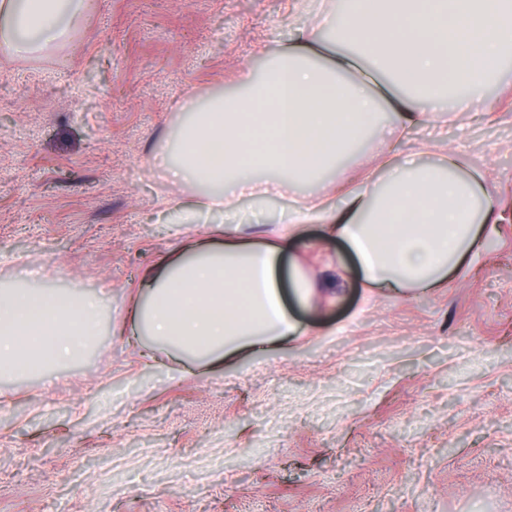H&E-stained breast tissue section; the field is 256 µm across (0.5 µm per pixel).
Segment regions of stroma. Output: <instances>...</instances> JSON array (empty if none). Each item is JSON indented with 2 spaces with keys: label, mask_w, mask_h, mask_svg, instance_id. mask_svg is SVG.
Segmentation results:
<instances>
[{
  "label": "stroma",
  "mask_w": 512,
  "mask_h": 512,
  "mask_svg": "<svg viewBox=\"0 0 512 512\" xmlns=\"http://www.w3.org/2000/svg\"><path fill=\"white\" fill-rule=\"evenodd\" d=\"M283 0H90L74 42L0 47V284L99 300L80 360L0 377V512H512V220L428 293L369 289L339 243L305 227L304 333L223 371L139 357L127 334L141 270L178 243L162 158L187 93L231 91L299 19ZM491 112L405 134L436 165L512 189V67ZM370 138L345 181L377 180ZM299 188L246 199L255 236Z\"/></svg>",
  "instance_id": "obj_1"
}]
</instances>
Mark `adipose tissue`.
Here are the masks:
<instances>
[{
	"instance_id": "ef3b65f1",
	"label": "adipose tissue",
	"mask_w": 512,
	"mask_h": 512,
	"mask_svg": "<svg viewBox=\"0 0 512 512\" xmlns=\"http://www.w3.org/2000/svg\"><path fill=\"white\" fill-rule=\"evenodd\" d=\"M348 0L340 15L320 0H288L309 14L297 43L282 45L262 76L235 96H188L190 120L165 170L202 193L173 201L184 223L232 214L248 195L297 183L316 205L281 212L271 240L240 225L199 238L145 270L132 314L136 341L188 365L221 366L243 352L277 349L301 328L295 310L313 289L289 257L301 225H324L373 288L427 291L468 263L503 201L461 174L456 149L442 164L391 165L382 181L330 184L361 140L422 126L432 113L472 111L497 66L512 60V0ZM85 0H0V44L33 56L67 41ZM448 24L436 33L437 22ZM98 302L57 288L0 289V374L40 373L81 358L96 334Z\"/></svg>"
}]
</instances>
